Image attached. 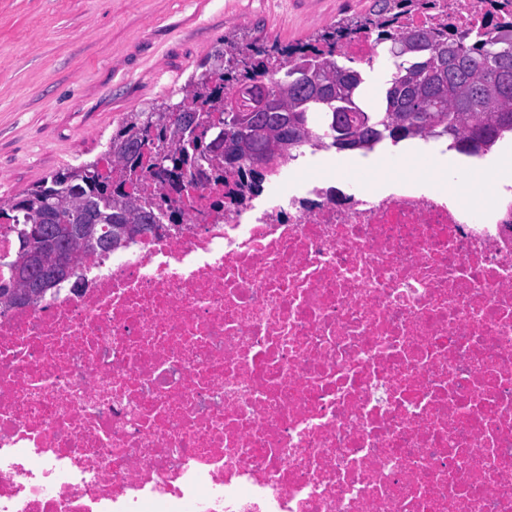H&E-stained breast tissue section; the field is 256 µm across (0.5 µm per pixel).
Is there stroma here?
Listing matches in <instances>:
<instances>
[{
	"label": "stroma",
	"mask_w": 512,
	"mask_h": 512,
	"mask_svg": "<svg viewBox=\"0 0 512 512\" xmlns=\"http://www.w3.org/2000/svg\"><path fill=\"white\" fill-rule=\"evenodd\" d=\"M376 0H0V205L103 158L131 116L179 102L237 35L309 42Z\"/></svg>",
	"instance_id": "35a3bbf8"
}]
</instances>
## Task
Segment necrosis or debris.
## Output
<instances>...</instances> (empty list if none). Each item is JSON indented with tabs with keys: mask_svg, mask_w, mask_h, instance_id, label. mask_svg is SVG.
I'll list each match as a JSON object with an SVG mask.
<instances>
[{
	"mask_svg": "<svg viewBox=\"0 0 512 512\" xmlns=\"http://www.w3.org/2000/svg\"><path fill=\"white\" fill-rule=\"evenodd\" d=\"M402 182L145 174L179 223L0 304V512H512V199ZM456 169L457 168L449 170L456 172V179L452 183V187L454 188L456 194L465 195L468 193L470 185L467 180L462 178L464 176L463 171ZM459 202L466 207H475L480 208L481 210H484L487 204L484 192L477 187H472L468 195L459 200Z\"/></svg>",
	"mask_w": 512,
	"mask_h": 512,
	"instance_id": "1",
	"label": "necrosis or debris"
}]
</instances>
